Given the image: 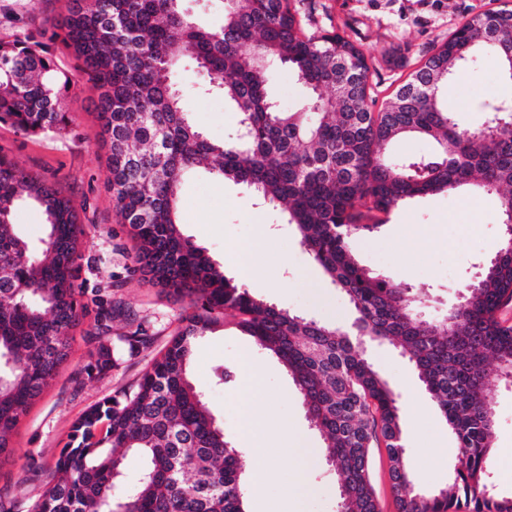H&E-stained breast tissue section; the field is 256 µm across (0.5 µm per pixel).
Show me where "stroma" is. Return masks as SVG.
<instances>
[{"instance_id":"1","label":"stroma","mask_w":512,"mask_h":512,"mask_svg":"<svg viewBox=\"0 0 512 512\" xmlns=\"http://www.w3.org/2000/svg\"><path fill=\"white\" fill-rule=\"evenodd\" d=\"M67 5L68 0H0V40L9 39L18 28L35 29L45 19L63 18ZM504 8L512 9V0H315L313 21L321 29L345 34L371 59L368 86L379 109L468 18ZM176 80L189 118L206 136L218 140L236 136L237 113L221 95L204 93L206 79L193 64L184 65ZM510 97L512 84L482 56L449 83L445 102L465 124L474 126L483 121L487 103ZM65 105L71 118L66 133L21 138L0 125V146L73 201L85 227L79 281L87 292L120 301L122 312L100 340L92 334L97 308L88 306L72 332L69 358L10 434L9 451L0 455V501L12 512H30L34 499L55 479L59 453L73 423L143 374L154 352L180 326L188 306L187 299L172 290L131 273L134 243L108 186L107 150L99 137L94 97L78 87ZM179 205L183 233L204 247L227 277L240 279L238 249L256 244L258 275L249 283L255 295L279 308L348 328L351 313L345 293L312 263L281 214L260 205L244 185L216 178L205 164L184 181ZM500 242L498 195L442 193L393 208L381 227L358 240L356 256L367 268L411 286L427 302L424 314L440 319L464 285L495 255ZM139 327L153 336V347L132 354L125 338ZM101 344L110 348L115 365L87 378L85 367ZM367 353L399 395L409 425L404 460L416 484L425 489L447 485L457 462L456 444L408 357L388 343L373 344ZM245 357L264 367L259 387L249 388L239 374ZM220 367L233 372L230 382L218 383L215 371ZM190 376L223 422L227 439L238 441L242 400L251 394L268 398L273 412L272 423L257 430V440L273 441L284 428L304 450L300 456L276 458L278 466L296 474L299 491L289 494L278 482L265 483L257 494L248 496L247 512H273L283 504L289 512H338V485L323 456V440L307 421L303 399L276 357L232 323H223L197 339ZM488 395L495 410L493 446L500 455L512 450V384L493 383Z\"/></svg>"}]
</instances>
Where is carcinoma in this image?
I'll return each mask as SVG.
<instances>
[{"instance_id": "carcinoma-1", "label": "carcinoma", "mask_w": 512, "mask_h": 512, "mask_svg": "<svg viewBox=\"0 0 512 512\" xmlns=\"http://www.w3.org/2000/svg\"><path fill=\"white\" fill-rule=\"evenodd\" d=\"M301 5L226 0L222 22L208 26L187 17L180 0H69L63 24L48 18L37 32L0 40V124L22 137L61 134L71 122L70 91L82 82L94 92L134 269L189 298L192 309L138 381L74 423L58 478L32 512H245L242 451L226 440L188 373L195 339L227 321L288 369L339 478L341 512H380L372 460L381 446L397 512H512V496L499 495L490 480L487 394L498 379L494 367L512 364V323L500 316L512 304V112L500 110L506 100L493 103L484 123L471 128L444 102L448 82L479 55L492 54L512 82V59L502 50L512 42V9L472 16L373 112L364 53L334 31H305ZM57 40L82 61L80 76L49 51L47 42ZM186 61L239 114L235 139H211L187 117L175 81ZM279 66L310 92L294 110L271 94ZM407 136L434 147L393 161L387 147ZM208 161L218 177L246 185L280 211L312 262L346 293L349 329L253 295L183 234L181 181ZM468 185L500 195L503 242L448 320H426L421 298L362 265L355 244L382 224L376 214ZM22 201L46 215L37 247L15 232ZM83 233L55 184L0 146V455L69 357L71 331L86 309L76 284ZM363 339L408 353L456 442L448 487L423 490L411 479L398 396ZM110 361V349L99 346L87 377ZM131 452L144 465L133 491L119 498Z\"/></svg>"}]
</instances>
